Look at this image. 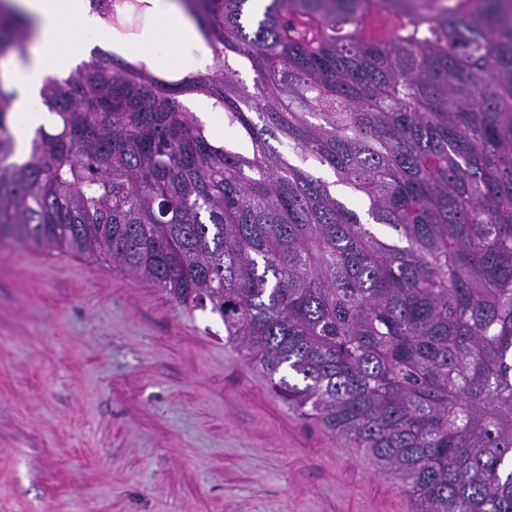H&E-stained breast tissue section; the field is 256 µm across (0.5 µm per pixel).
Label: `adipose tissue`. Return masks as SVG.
Here are the masks:
<instances>
[{
    "label": "adipose tissue",
    "instance_id": "ef3b65f1",
    "mask_svg": "<svg viewBox=\"0 0 512 512\" xmlns=\"http://www.w3.org/2000/svg\"><path fill=\"white\" fill-rule=\"evenodd\" d=\"M148 2L157 24L177 41L192 44L195 49L193 57L177 60L178 73L184 76L202 69L210 60L212 50L178 0ZM0 6L5 11L27 17L31 23L25 55L10 53L4 67L0 68V87L13 94L12 109L23 114L25 119L16 137V154L24 160L29 155V142L34 130L49 123L44 112L30 111L29 106L39 98L46 77L57 72L56 59L64 20H72L84 29L102 31L104 37L99 46L103 50L125 55L129 48L107 36L108 26L93 10L90 0H0Z\"/></svg>",
    "mask_w": 512,
    "mask_h": 512
}]
</instances>
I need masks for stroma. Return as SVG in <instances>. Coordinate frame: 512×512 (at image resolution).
I'll list each match as a JSON object with an SVG mask.
<instances>
[{
  "label": "stroma",
  "instance_id": "1",
  "mask_svg": "<svg viewBox=\"0 0 512 512\" xmlns=\"http://www.w3.org/2000/svg\"><path fill=\"white\" fill-rule=\"evenodd\" d=\"M137 32L149 67L189 51ZM224 336L104 260L0 243V512H410Z\"/></svg>",
  "mask_w": 512,
  "mask_h": 512
}]
</instances>
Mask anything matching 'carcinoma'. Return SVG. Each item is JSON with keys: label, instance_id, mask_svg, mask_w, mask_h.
Instances as JSON below:
<instances>
[{"label": "carcinoma", "instance_id": "1", "mask_svg": "<svg viewBox=\"0 0 512 512\" xmlns=\"http://www.w3.org/2000/svg\"><path fill=\"white\" fill-rule=\"evenodd\" d=\"M184 2L213 66L170 83L94 54L47 80L58 122L23 162L0 86V239L211 306L276 393L397 475L416 512H512V9L268 0L248 32L249 0ZM92 3L122 19L123 0ZM373 10L397 17L384 41L365 34ZM190 94L251 151L212 143ZM273 145L284 155L286 159L289 160L291 164L307 170L313 175L321 177L328 182H332L336 179L332 170L326 166H321L320 163L312 157H304L293 152L291 149H288V143L273 142Z\"/></svg>", "mask_w": 512, "mask_h": 512}]
</instances>
